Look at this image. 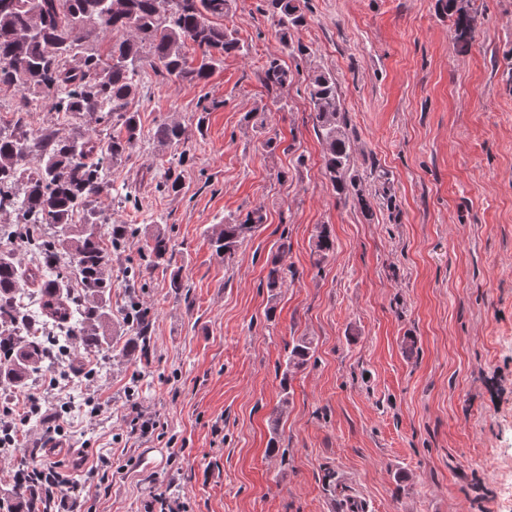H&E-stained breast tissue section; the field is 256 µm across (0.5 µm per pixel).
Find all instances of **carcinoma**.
<instances>
[{
	"label": "carcinoma",
	"instance_id": "obj_1",
	"mask_svg": "<svg viewBox=\"0 0 512 512\" xmlns=\"http://www.w3.org/2000/svg\"><path fill=\"white\" fill-rule=\"evenodd\" d=\"M230 0H0V91L21 93L17 111L26 112L37 99H49L57 112L97 114L119 126L122 133L103 143L76 132L59 137L35 133L17 120L10 132L0 131V199H10L12 224H0V241L16 237V227L27 225V244L37 264L22 270L9 249L0 247V388L23 389L29 381L54 368L58 350L48 340L50 326L59 346L72 342L88 350L112 349V249L134 230L126 224H106L92 204L113 185L105 171L118 164L135 146L140 123L128 109L137 92L136 77L149 67L177 81L208 79L224 56L242 52L237 31L217 26L212 18L228 13ZM283 43L288 33L305 23L300 0H268ZM441 10L453 17L455 42L468 45L475 37L470 0H439ZM102 34L111 36L106 56L88 49ZM199 52L188 62L186 41ZM265 86L273 91L288 87V69L277 60L263 71ZM306 92L313 106L314 126L323 145L325 174L336 194L357 198L371 210L351 169V142L346 113L342 111L336 77L316 71ZM154 138L177 149L186 142L185 128L176 121L156 126ZM186 151L178 153L164 172L161 188L178 193ZM81 212L84 220L73 223ZM262 207L245 219H226L210 241L215 252L233 259L239 245L264 223ZM50 232H45V229ZM329 234L321 230L313 241L316 263L334 253ZM149 268L168 267L172 261L169 237L156 229L149 245ZM287 275L274 256L266 277L273 293ZM39 287L37 307L23 301L22 284ZM127 336L123 353L145 355L150 347V317L139 307L136 292L128 294L124 318ZM314 353L313 341L302 337L288 352L283 380L306 368ZM0 512H41L32 484L19 482L0 494Z\"/></svg>",
	"mask_w": 512,
	"mask_h": 512
}]
</instances>
